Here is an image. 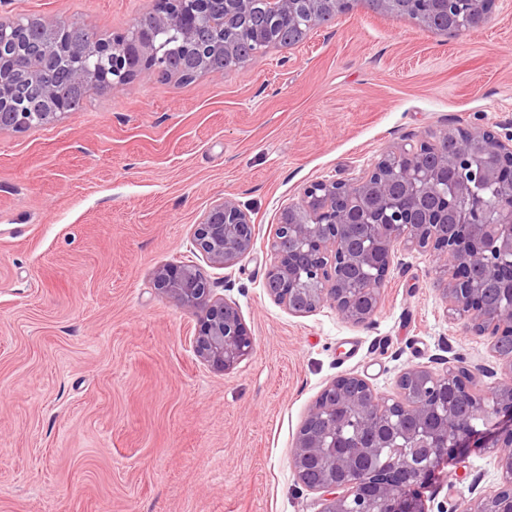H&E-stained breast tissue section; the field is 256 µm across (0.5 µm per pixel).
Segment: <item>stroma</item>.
Here are the masks:
<instances>
[{
	"instance_id": "obj_1",
	"label": "stroma",
	"mask_w": 512,
	"mask_h": 512,
	"mask_svg": "<svg viewBox=\"0 0 512 512\" xmlns=\"http://www.w3.org/2000/svg\"><path fill=\"white\" fill-rule=\"evenodd\" d=\"M153 5L0 0V16L110 37ZM451 127L512 133V0L451 36L358 5L226 75L144 72L0 135V512H319L291 455L329 382L355 374L390 395L444 352L493 364L490 336L447 317L426 249L393 257L367 323L295 316L264 290L274 228L307 185L358 179ZM227 196L257 242L224 270L193 235ZM167 265L238 306L255 345L233 369L196 357L197 316L154 283ZM497 455L444 460L423 500L465 512L498 483Z\"/></svg>"
}]
</instances>
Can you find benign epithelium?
Returning a JSON list of instances; mask_svg holds the SVG:
<instances>
[{
	"label": "benign epithelium",
	"instance_id": "7a95c632",
	"mask_svg": "<svg viewBox=\"0 0 512 512\" xmlns=\"http://www.w3.org/2000/svg\"><path fill=\"white\" fill-rule=\"evenodd\" d=\"M375 4L393 17L409 13L429 20L431 0H156L157 7L106 42L88 41L64 49L60 35L76 30L52 20H37L42 55L27 68L29 79L44 67L65 64L71 86L83 92L128 84L142 71L183 80L161 52L162 39L180 36L194 52L192 76H218L212 58L229 59L236 43L224 29L257 8L292 20L307 16L310 29L354 6ZM468 31L487 21L493 0H469ZM25 32L0 25V135L29 128V116L49 123L70 111L65 91L48 88L39 111L10 112L15 56ZM97 54L112 62L105 72L82 66ZM256 229L248 212L232 197L212 206L197 225L194 245L211 265L229 269L250 254ZM433 249L446 275V312L466 321L478 335L492 338L496 367L469 369L453 358H439L442 369L412 366L398 378V394L382 397L357 375L327 384L309 408L297 434L291 465L297 483L319 495L320 512H430L415 487L432 480L444 457L465 448H499L500 479L483 491L466 512H504L512 503V135L492 129L445 130L430 145L403 143L381 157L368 175L355 181L318 180L300 203L284 209L269 243L267 295L293 315L329 306L342 318L363 323L374 315L394 247ZM500 290L495 304L485 299L484 281ZM155 286L200 322L194 352L214 369L228 371L249 355L254 338L235 302L214 293L211 281L191 266L162 267ZM494 379L481 395L474 381ZM489 420L482 432L459 418L462 406ZM428 448L415 461L407 454L380 462L387 448Z\"/></svg>",
	"mask_w": 512,
	"mask_h": 512
}]
</instances>
